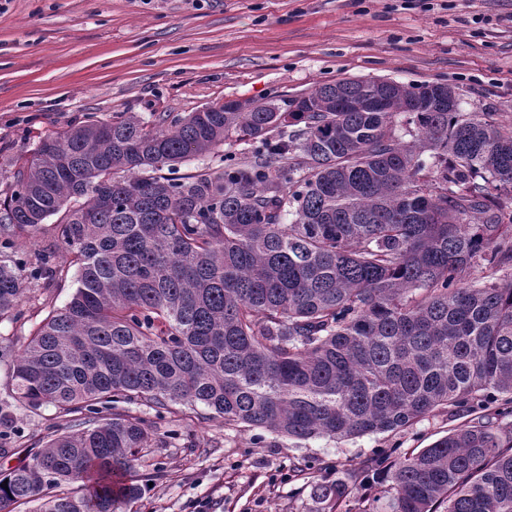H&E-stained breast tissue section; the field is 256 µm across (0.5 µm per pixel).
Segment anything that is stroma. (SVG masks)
Instances as JSON below:
<instances>
[{
  "mask_svg": "<svg viewBox=\"0 0 512 512\" xmlns=\"http://www.w3.org/2000/svg\"><path fill=\"white\" fill-rule=\"evenodd\" d=\"M340 78L451 86L465 112L512 128V0H0V194L41 137L88 120L151 121L233 99H295ZM75 274L27 284L21 320L0 323V398L8 359L32 322L63 307ZM0 471L29 438L67 430L54 409L15 408ZM441 408L409 427L345 440L291 439L220 418L161 414L165 442L136 462L137 512H326L314 483L369 475L466 423Z\"/></svg>",
  "mask_w": 512,
  "mask_h": 512,
  "instance_id": "stroma-1",
  "label": "stroma"
}]
</instances>
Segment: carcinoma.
I'll use <instances>...</instances> for the list:
<instances>
[{
	"label": "carcinoma",
	"mask_w": 512,
	"mask_h": 512,
	"mask_svg": "<svg viewBox=\"0 0 512 512\" xmlns=\"http://www.w3.org/2000/svg\"><path fill=\"white\" fill-rule=\"evenodd\" d=\"M428 87L391 80L365 112L359 80L339 79L280 104L41 138L0 200V235L33 238L56 215L54 241L33 267L0 259V323L19 316L28 279L58 284L73 267L77 287L32 325L0 437L16 406L75 429L0 474V512L133 504L127 476L160 441L148 410L343 440L440 408L476 417L374 460L357 512H512V422L486 414L512 403V131ZM233 137L242 156L175 175ZM477 262L503 278L467 281ZM71 482L86 493L57 491ZM313 494L352 512L343 482Z\"/></svg>",
	"instance_id": "1"
}]
</instances>
